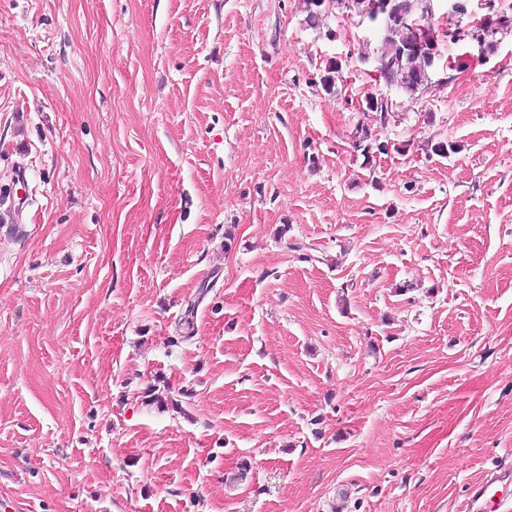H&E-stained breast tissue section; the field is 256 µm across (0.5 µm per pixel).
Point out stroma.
<instances>
[{
	"mask_svg": "<svg viewBox=\"0 0 512 512\" xmlns=\"http://www.w3.org/2000/svg\"><path fill=\"white\" fill-rule=\"evenodd\" d=\"M304 17L0 0V512H463L512 470V33L388 90L368 169L381 38ZM353 149L360 153L366 165H370L376 158L377 153H385L387 147L382 143H377L368 125H362L356 130ZM510 479H512V473L505 470L494 477L472 486L468 496L467 511L498 512L500 509L499 503L494 500V494H491L489 488L496 482L508 483Z\"/></svg>",
	"mask_w": 512,
	"mask_h": 512,
	"instance_id": "1",
	"label": "stroma"
}]
</instances>
